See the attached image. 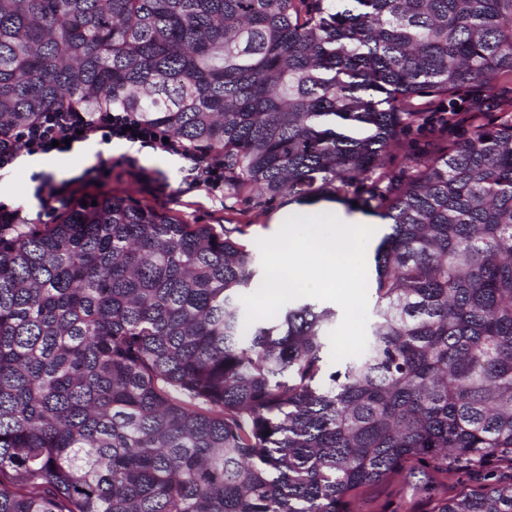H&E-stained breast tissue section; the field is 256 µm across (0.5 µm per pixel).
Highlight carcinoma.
<instances>
[{"label":"carcinoma","instance_id":"cac0c4a2","mask_svg":"<svg viewBox=\"0 0 512 512\" xmlns=\"http://www.w3.org/2000/svg\"><path fill=\"white\" fill-rule=\"evenodd\" d=\"M353 2L0 0V130L124 108L256 206L386 182L337 363L332 308L244 327L242 224L112 195L0 224V512H345L409 463L512 466V109L394 155L420 99L500 100L512 0ZM432 512H512V477Z\"/></svg>","mask_w":512,"mask_h":512}]
</instances>
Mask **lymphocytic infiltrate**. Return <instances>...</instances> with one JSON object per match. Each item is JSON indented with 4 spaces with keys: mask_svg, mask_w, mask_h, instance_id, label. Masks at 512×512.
<instances>
[{
    "mask_svg": "<svg viewBox=\"0 0 512 512\" xmlns=\"http://www.w3.org/2000/svg\"><path fill=\"white\" fill-rule=\"evenodd\" d=\"M115 140L180 158L182 182L187 188L214 191L224 185L223 154L188 149L179 139L166 138L164 131L142 122L133 113L108 107L96 112L50 110L24 128L0 132V171L24 156L59 157L69 154L72 145L78 143L108 145ZM111 176V160L101 157L79 176L60 182L48 175H34V196L41 211L51 215L71 208L77 201L92 200Z\"/></svg>",
    "mask_w": 512,
    "mask_h": 512,
    "instance_id": "obj_1",
    "label": "lymphocytic infiltrate"
}]
</instances>
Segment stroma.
Instances as JSON below:
<instances>
[{
  "label": "stroma",
  "instance_id": "35a3bbf8",
  "mask_svg": "<svg viewBox=\"0 0 512 512\" xmlns=\"http://www.w3.org/2000/svg\"><path fill=\"white\" fill-rule=\"evenodd\" d=\"M130 151L129 145L121 142L84 148L88 157H95L100 152L104 157L116 159L112 180L107 187L109 193L128 196L157 210L183 216L192 224L244 223L247 226L245 239L248 244L272 236L289 216L299 210L295 203L278 202L270 208L261 209L231 197H217L202 189L182 191L178 160L149 148L135 153L140 167L149 178L148 183H141L128 172L126 166L118 162L120 155ZM33 172L32 166L19 163L10 173L0 175V204L21 207L24 215L47 224L51 221L50 216L40 215L33 197ZM479 484L478 476L468 471H456L449 475L430 471L414 476L402 474L364 488L361 493L363 512H431L436 497L454 493L463 485L474 489Z\"/></svg>",
  "mask_w": 512,
  "mask_h": 512
}]
</instances>
